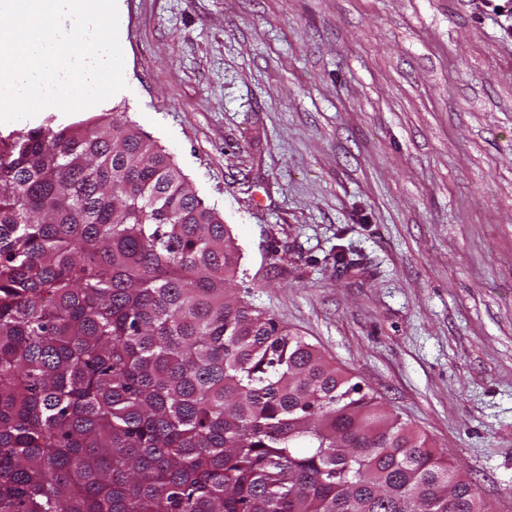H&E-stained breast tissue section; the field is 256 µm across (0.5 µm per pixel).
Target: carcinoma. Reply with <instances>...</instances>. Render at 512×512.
Returning a JSON list of instances; mask_svg holds the SVG:
<instances>
[{
	"label": "carcinoma",
	"mask_w": 512,
	"mask_h": 512,
	"mask_svg": "<svg viewBox=\"0 0 512 512\" xmlns=\"http://www.w3.org/2000/svg\"><path fill=\"white\" fill-rule=\"evenodd\" d=\"M241 258L124 116L0 137V512H490Z\"/></svg>",
	"instance_id": "carcinoma-1"
}]
</instances>
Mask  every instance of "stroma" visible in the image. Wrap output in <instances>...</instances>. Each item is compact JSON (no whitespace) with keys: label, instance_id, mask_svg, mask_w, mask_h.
<instances>
[{"label":"stroma","instance_id":"obj_1","mask_svg":"<svg viewBox=\"0 0 512 512\" xmlns=\"http://www.w3.org/2000/svg\"><path fill=\"white\" fill-rule=\"evenodd\" d=\"M117 7L125 89L0 136L122 113L223 214L236 296L512 512V0Z\"/></svg>","mask_w":512,"mask_h":512}]
</instances>
